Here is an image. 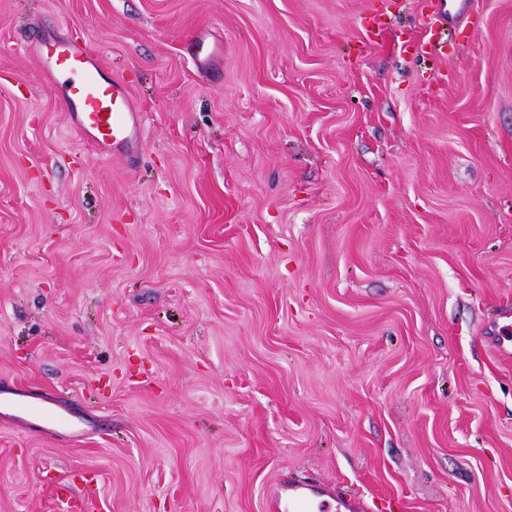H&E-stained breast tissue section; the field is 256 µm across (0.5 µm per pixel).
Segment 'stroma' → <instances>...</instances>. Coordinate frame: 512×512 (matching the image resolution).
Segmentation results:
<instances>
[{
  "label": "stroma",
  "instance_id": "stroma-1",
  "mask_svg": "<svg viewBox=\"0 0 512 512\" xmlns=\"http://www.w3.org/2000/svg\"><path fill=\"white\" fill-rule=\"evenodd\" d=\"M0 0V512H512V0ZM144 116L80 140L32 40ZM268 512H355L360 502L346 499L329 488L283 481L266 493ZM314 508L316 510H314Z\"/></svg>",
  "mask_w": 512,
  "mask_h": 512
}]
</instances>
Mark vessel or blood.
Returning a JSON list of instances; mask_svg holds the SVG:
<instances>
[{"label": "vessel or blood", "instance_id": "b4317fda", "mask_svg": "<svg viewBox=\"0 0 512 512\" xmlns=\"http://www.w3.org/2000/svg\"><path fill=\"white\" fill-rule=\"evenodd\" d=\"M51 87L60 89L79 135L103 156L139 148L141 112L124 84L106 76L97 56L76 40L39 35L34 44ZM268 512H355V501L329 488L283 481L266 493Z\"/></svg>", "mask_w": 512, "mask_h": 512}]
</instances>
